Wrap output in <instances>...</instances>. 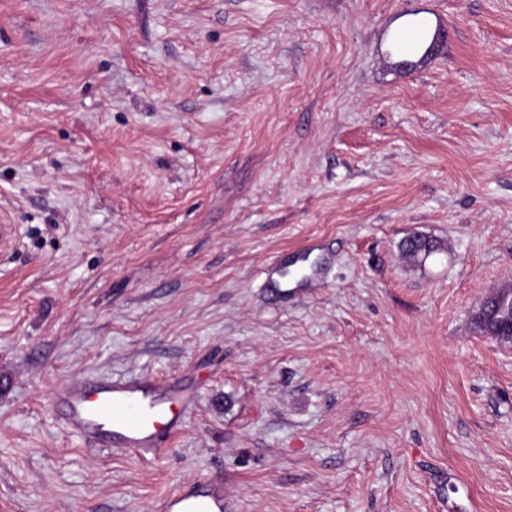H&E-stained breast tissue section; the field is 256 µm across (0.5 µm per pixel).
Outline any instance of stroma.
<instances>
[{
	"instance_id": "1",
	"label": "stroma",
	"mask_w": 512,
	"mask_h": 512,
	"mask_svg": "<svg viewBox=\"0 0 512 512\" xmlns=\"http://www.w3.org/2000/svg\"><path fill=\"white\" fill-rule=\"evenodd\" d=\"M417 12L448 40L406 67ZM0 221V512L203 477L232 512H512V342L473 321L512 284V0H0ZM143 372L197 394L157 460L51 407ZM284 256H282L281 258H279L273 265H271V267L267 270V276L269 278V283H270V288L272 289L273 292H275L276 294H281L285 291H283V288H287L288 289V283H289V280L290 282L293 281V280H296L294 278H288L287 276V273H288V267L289 265L293 262V260H297L298 261H301L303 263L302 260H299L297 258H293L291 260V263L289 264L288 263V258H285L283 259ZM283 259V260H282ZM274 274H277L280 278V280H277L274 278ZM298 280H296V284H297Z\"/></svg>"
}]
</instances>
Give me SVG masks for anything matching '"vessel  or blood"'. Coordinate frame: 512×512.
I'll return each mask as SVG.
<instances>
[{
    "mask_svg": "<svg viewBox=\"0 0 512 512\" xmlns=\"http://www.w3.org/2000/svg\"><path fill=\"white\" fill-rule=\"evenodd\" d=\"M437 34V25L420 20L396 30L393 47L400 57L422 59L433 49ZM193 400L194 391L187 385L137 375L73 380L54 390L51 403L66 425L87 443L129 450L150 460L181 429ZM161 510L227 512L224 484L200 479L168 495Z\"/></svg>",
    "mask_w": 512,
    "mask_h": 512,
    "instance_id": "vessel-or-blood-1",
    "label": "vessel or blood"
}]
</instances>
